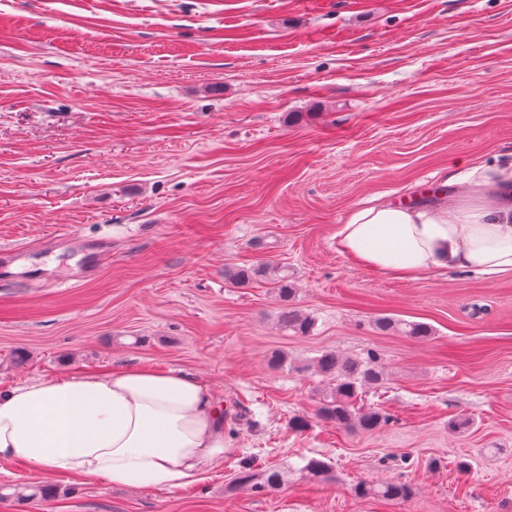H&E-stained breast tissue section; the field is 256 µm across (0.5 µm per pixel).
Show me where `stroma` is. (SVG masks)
<instances>
[{
    "instance_id": "stroma-1",
    "label": "stroma",
    "mask_w": 512,
    "mask_h": 512,
    "mask_svg": "<svg viewBox=\"0 0 512 512\" xmlns=\"http://www.w3.org/2000/svg\"><path fill=\"white\" fill-rule=\"evenodd\" d=\"M472 161H512V0H0V388L145 365L224 409L199 482L12 463L0 512H512V276L388 279L336 248L355 207L428 202ZM260 264L310 335L267 280L224 278ZM326 350L378 353L387 425L317 418ZM268 467L279 489L241 483ZM386 481L413 497L353 493ZM226 275L229 283L236 287H245L259 278L267 279L273 285L272 288L278 291L281 300L285 303L280 314L282 325L289 330L301 334H307L313 328L314 319L292 306L294 288L288 283L286 275L281 277L277 275L271 276L268 268L260 266L237 269ZM376 326L380 330H400L408 336L425 338L430 335L429 327L421 323H403L389 317H379Z\"/></svg>"
}]
</instances>
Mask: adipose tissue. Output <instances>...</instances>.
<instances>
[{"mask_svg": "<svg viewBox=\"0 0 512 512\" xmlns=\"http://www.w3.org/2000/svg\"><path fill=\"white\" fill-rule=\"evenodd\" d=\"M432 206L371 205L336 230L374 272L512 275V163L468 164ZM224 457V410L192 373L115 367L0 389V461L152 490L200 481Z\"/></svg>", "mask_w": 512, "mask_h": 512, "instance_id": "ef3b65f1", "label": "adipose tissue"}]
</instances>
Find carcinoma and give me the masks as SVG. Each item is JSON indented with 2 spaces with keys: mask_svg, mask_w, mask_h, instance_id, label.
<instances>
[{
  "mask_svg": "<svg viewBox=\"0 0 512 512\" xmlns=\"http://www.w3.org/2000/svg\"><path fill=\"white\" fill-rule=\"evenodd\" d=\"M265 278L278 291L284 302L280 314L282 325L296 333L307 334L314 326V319L292 306L294 288L288 283V277L271 275L266 267H249L237 269L227 274V280L236 287H245L251 282ZM381 330H400L408 336L425 338L430 335L429 327L421 323H403L389 317L376 320ZM315 372L332 385L328 399L321 403L318 416L334 426L355 428L365 432L375 431L389 422V416L377 408L363 412L355 410L359 394L366 388L379 389L386 383L385 372L380 365L379 356L368 351L361 356L343 358L336 352H323L314 365ZM283 483V473L270 467L261 474L260 489L275 490ZM354 493L359 498L372 497L391 502H404L413 494V488L399 481L379 484L359 483Z\"/></svg>",
  "mask_w": 512,
  "mask_h": 512,
  "instance_id": "1",
  "label": "carcinoma"
}]
</instances>
